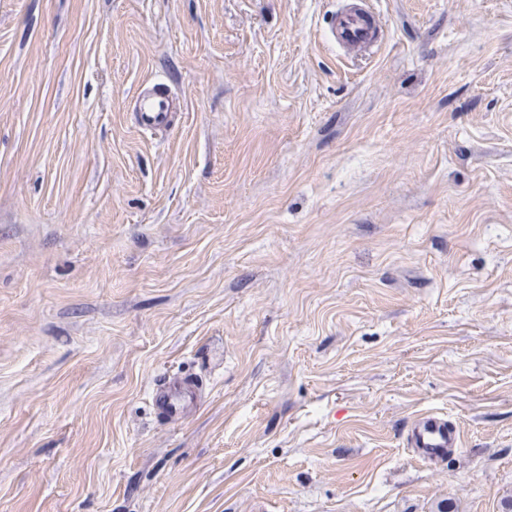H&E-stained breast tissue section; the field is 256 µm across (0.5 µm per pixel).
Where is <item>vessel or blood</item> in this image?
<instances>
[{
	"instance_id": "b4317fda",
	"label": "vessel or blood",
	"mask_w": 512,
	"mask_h": 512,
	"mask_svg": "<svg viewBox=\"0 0 512 512\" xmlns=\"http://www.w3.org/2000/svg\"><path fill=\"white\" fill-rule=\"evenodd\" d=\"M329 38L340 49L357 51L375 45L381 29L370 21L362 0H344L330 20ZM177 102V96L164 88L141 89L136 97L140 128L155 131L166 126ZM196 391V384L187 378L163 379L151 395L157 418L168 424L184 420L198 401ZM406 444L416 458L438 468L461 448L462 435L448 419L424 412L408 423Z\"/></svg>"
}]
</instances>
